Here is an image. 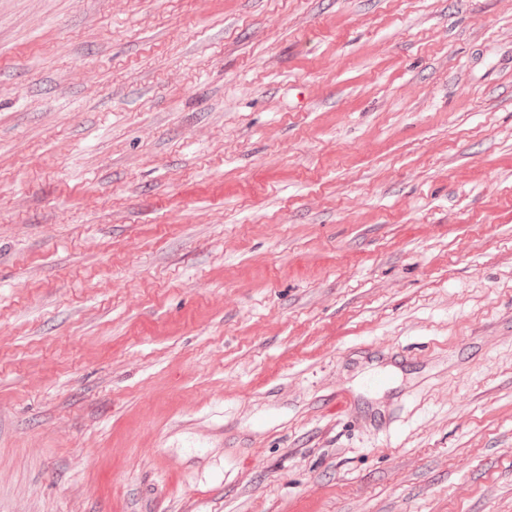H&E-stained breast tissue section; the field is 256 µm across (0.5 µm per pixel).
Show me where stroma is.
<instances>
[{
    "instance_id": "1",
    "label": "stroma",
    "mask_w": 512,
    "mask_h": 512,
    "mask_svg": "<svg viewBox=\"0 0 512 512\" xmlns=\"http://www.w3.org/2000/svg\"><path fill=\"white\" fill-rule=\"evenodd\" d=\"M512 512V0H0V512Z\"/></svg>"
}]
</instances>
